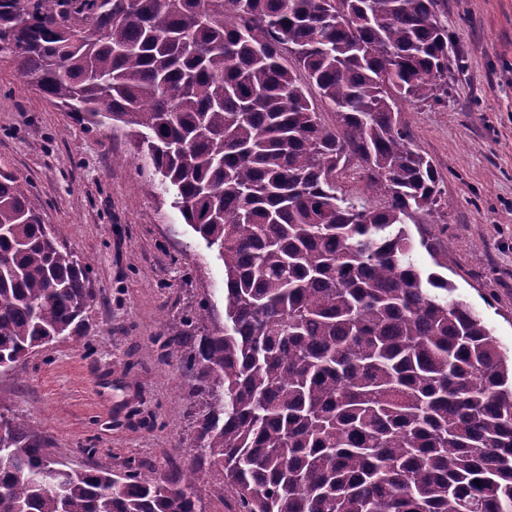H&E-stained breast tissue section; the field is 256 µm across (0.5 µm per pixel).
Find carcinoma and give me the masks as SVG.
Segmentation results:
<instances>
[{"mask_svg": "<svg viewBox=\"0 0 512 512\" xmlns=\"http://www.w3.org/2000/svg\"><path fill=\"white\" fill-rule=\"evenodd\" d=\"M437 5L0 0L20 73L86 123L130 128L161 175L144 190L173 195L225 286L224 326L188 333L204 301L163 341L207 408L192 458L169 478L74 469L0 413V512H202L205 469L234 512H512V368L414 259L448 268L424 228L440 178L399 111L448 97ZM350 175L379 202L343 191ZM90 271L0 170V373L83 335Z\"/></svg>", "mask_w": 512, "mask_h": 512, "instance_id": "1", "label": "carcinoma"}]
</instances>
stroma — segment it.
Wrapping results in <instances>:
<instances>
[{
    "mask_svg": "<svg viewBox=\"0 0 512 512\" xmlns=\"http://www.w3.org/2000/svg\"><path fill=\"white\" fill-rule=\"evenodd\" d=\"M459 63L448 96L400 105L435 163L443 200L430 232L448 251L455 297L479 311L512 357V0H439ZM0 169L12 172L58 240L93 260L83 336L0 375V412L51 438L73 466L142 461L166 476L188 460L205 408L194 378L156 342L207 301L224 321V265L171 196L143 192L154 168L126 127L58 109L0 51Z\"/></svg>",
    "mask_w": 512,
    "mask_h": 512,
    "instance_id": "stroma-1",
    "label": "stroma"
}]
</instances>
